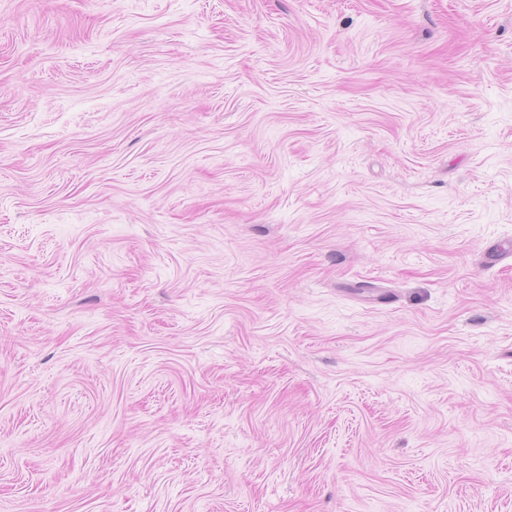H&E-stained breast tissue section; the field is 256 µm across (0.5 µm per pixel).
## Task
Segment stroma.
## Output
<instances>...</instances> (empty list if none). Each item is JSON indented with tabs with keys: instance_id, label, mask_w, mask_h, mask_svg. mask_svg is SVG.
I'll use <instances>...</instances> for the list:
<instances>
[{
	"instance_id": "35a3bbf8",
	"label": "stroma",
	"mask_w": 512,
	"mask_h": 512,
	"mask_svg": "<svg viewBox=\"0 0 512 512\" xmlns=\"http://www.w3.org/2000/svg\"><path fill=\"white\" fill-rule=\"evenodd\" d=\"M0 512H512V0H0Z\"/></svg>"
}]
</instances>
